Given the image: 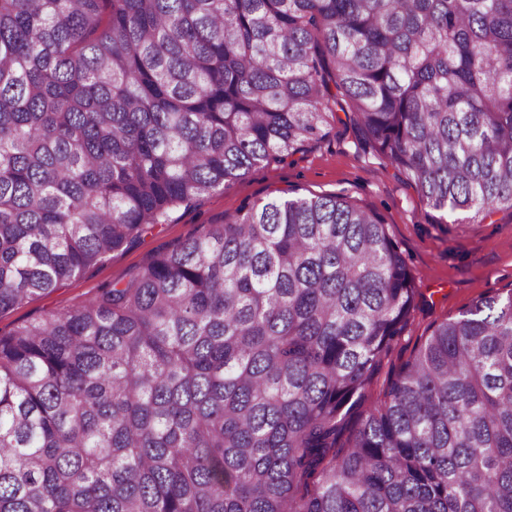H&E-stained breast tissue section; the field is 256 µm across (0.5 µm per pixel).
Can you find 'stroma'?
<instances>
[{
  "mask_svg": "<svg viewBox=\"0 0 512 512\" xmlns=\"http://www.w3.org/2000/svg\"><path fill=\"white\" fill-rule=\"evenodd\" d=\"M325 138L294 163L253 170L243 181L189 207L171 212L167 223L147 228L133 244L110 253L86 274L0 315V333L54 312L77 307L104 286L128 281L155 257L234 214L247 201L281 189L293 196L344 193L381 214L402 251L419 291L413 321L394 342L382 370L398 369L432 325L457 316L479 296L512 289V211L479 221L444 215L428 206L392 166L357 145L347 121H331Z\"/></svg>",
  "mask_w": 512,
  "mask_h": 512,
  "instance_id": "stroma-1",
  "label": "stroma"
}]
</instances>
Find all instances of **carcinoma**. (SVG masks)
Listing matches in <instances>:
<instances>
[{
  "label": "carcinoma",
  "mask_w": 512,
  "mask_h": 512,
  "mask_svg": "<svg viewBox=\"0 0 512 512\" xmlns=\"http://www.w3.org/2000/svg\"><path fill=\"white\" fill-rule=\"evenodd\" d=\"M339 111L431 208L512 210V0H0V315ZM415 298L375 211L243 204L0 336V512H512V291L371 402Z\"/></svg>",
  "instance_id": "1"
}]
</instances>
